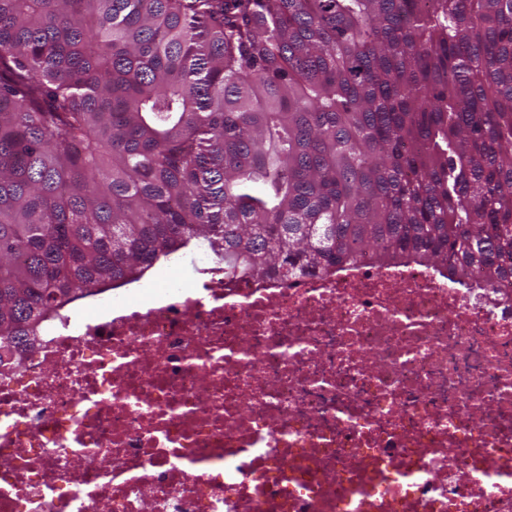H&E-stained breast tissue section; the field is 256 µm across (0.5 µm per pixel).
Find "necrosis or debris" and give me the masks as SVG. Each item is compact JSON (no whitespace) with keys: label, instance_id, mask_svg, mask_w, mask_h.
Returning a JSON list of instances; mask_svg holds the SVG:
<instances>
[{"label":"necrosis or debris","instance_id":"4bbe7bcc","mask_svg":"<svg viewBox=\"0 0 512 512\" xmlns=\"http://www.w3.org/2000/svg\"><path fill=\"white\" fill-rule=\"evenodd\" d=\"M0 364V512H512V289L199 252Z\"/></svg>","mask_w":512,"mask_h":512}]
</instances>
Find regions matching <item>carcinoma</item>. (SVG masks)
I'll use <instances>...</instances> for the list:
<instances>
[{"label": "carcinoma", "mask_w": 512, "mask_h": 512, "mask_svg": "<svg viewBox=\"0 0 512 512\" xmlns=\"http://www.w3.org/2000/svg\"><path fill=\"white\" fill-rule=\"evenodd\" d=\"M191 246L512 289V0H0V355Z\"/></svg>", "instance_id": "1"}]
</instances>
